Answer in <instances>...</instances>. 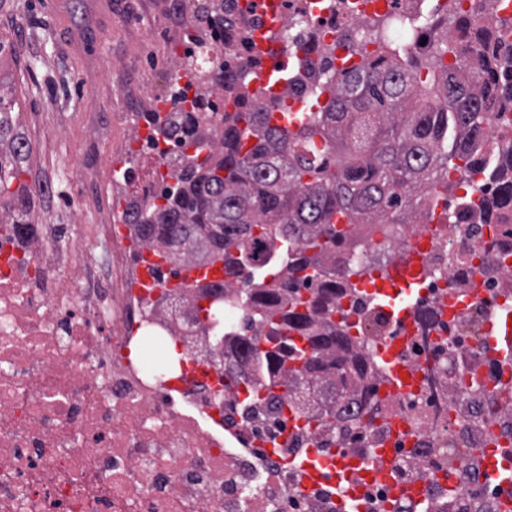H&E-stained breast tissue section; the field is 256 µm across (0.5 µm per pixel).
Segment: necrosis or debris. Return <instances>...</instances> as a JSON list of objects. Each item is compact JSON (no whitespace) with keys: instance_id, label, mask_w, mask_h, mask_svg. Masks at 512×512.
Wrapping results in <instances>:
<instances>
[{"instance_id":"1","label":"necrosis or debris","mask_w":512,"mask_h":512,"mask_svg":"<svg viewBox=\"0 0 512 512\" xmlns=\"http://www.w3.org/2000/svg\"><path fill=\"white\" fill-rule=\"evenodd\" d=\"M391 33L414 27L412 49L426 53L428 30L410 0H386ZM377 0H285L288 46L306 30L332 46L330 68L357 66L370 43L361 34ZM454 185L444 224H395L388 239L354 255L375 271L428 238V273L412 290L414 320L400 363L420 372L405 397H374L373 427L328 436L317 426L248 421L242 395L259 366L226 375L222 394L208 377L138 365L145 336L185 347V313L158 316L170 267L150 288L128 285L130 227L84 224L69 250L56 227L34 237L0 228V512H336L327 484L305 485L289 457L343 447L369 455L393 448L390 478L363 485L361 512H419L400 488L419 483L430 512H506L482 475L448 478L449 461L480 458L487 433L512 448V380L495 382L484 347L488 310L512 313V224H464L478 207L484 174ZM80 254V272L71 269Z\"/></svg>"}]
</instances>
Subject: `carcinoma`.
<instances>
[{"label":"carcinoma","instance_id":"carcinoma-1","mask_svg":"<svg viewBox=\"0 0 512 512\" xmlns=\"http://www.w3.org/2000/svg\"><path fill=\"white\" fill-rule=\"evenodd\" d=\"M225 0H204L194 17L209 25L214 40L236 26ZM387 19L371 24L378 48L372 58L344 73L322 72L331 48L311 32L317 60L288 74L286 92L261 104L245 91L243 72L224 54L209 55L211 43L186 32L185 71L198 72L207 88L201 98L174 101V110L153 118V132L171 149L161 157L173 184L157 200L126 207L142 248L173 265L204 266L224 259V282L179 296L190 322L202 324L198 301L215 297L207 322L227 332V372L251 361L262 366L265 385H288L301 414L335 431L350 411L354 426L369 414L350 408L355 394L380 373L377 361L336 326V300L352 291L336 277V259L358 242L356 229L387 224H430L434 212L422 197L448 198V167L461 160L477 165L490 136L486 113L512 110V49L495 35V15L474 20L439 7L428 27L433 54H412L409 33L389 39ZM455 62L444 63L445 54ZM208 65L197 70L199 57ZM309 90L314 102L331 93L319 112H298L292 132L271 122L275 111L290 117L285 99ZM232 92L234 110L221 101ZM17 102L0 88V224H28L33 192L20 181L30 144L13 120ZM221 116L219 151L198 136L196 114ZM208 154L198 160L201 151ZM497 187L485 196L471 224L499 222L512 208V156L491 161ZM252 322L225 329L224 293L240 277ZM309 349L297 346L292 334Z\"/></svg>","mask_w":512,"mask_h":512}]
</instances>
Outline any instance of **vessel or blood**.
<instances>
[{
    "mask_svg": "<svg viewBox=\"0 0 512 512\" xmlns=\"http://www.w3.org/2000/svg\"><path fill=\"white\" fill-rule=\"evenodd\" d=\"M255 10L263 19L262 25L254 34V51L262 59L263 67L250 82V90L260 91L262 96L279 93L280 83L274 82L271 75L283 69L288 60V47L280 38L282 5L281 0H254ZM425 274L424 256L420 249L409 250L400 260L383 271H376L358 281L357 286L369 300L377 301L384 297L395 299L397 305L391 314L395 321L394 330L377 342L378 357L389 366V371L381 390L389 396H398L413 384L415 376L399 363L397 349L404 343V332L413 317L411 306L399 303L400 294ZM224 278L222 261L200 267H187L180 271L176 283L182 287H196L221 282ZM486 342L492 349L499 366L512 373V315H492L488 326ZM391 451L376 448L370 457L351 452L336 451L330 462H323L317 450H310L298 461L304 483L313 484L322 476H330L340 491L342 504L355 500L358 487L378 477L380 468L389 467ZM486 478L499 481L506 497L512 498V454L505 449H488L482 464Z\"/></svg>",
    "mask_w": 512,
    "mask_h": 512,
    "instance_id": "b4317fda",
    "label": "vessel or blood"
}]
</instances>
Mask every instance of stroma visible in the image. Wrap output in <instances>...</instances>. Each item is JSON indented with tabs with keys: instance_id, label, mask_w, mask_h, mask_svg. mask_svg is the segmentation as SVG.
<instances>
[{
	"instance_id": "stroma-1",
	"label": "stroma",
	"mask_w": 512,
	"mask_h": 512,
	"mask_svg": "<svg viewBox=\"0 0 512 512\" xmlns=\"http://www.w3.org/2000/svg\"><path fill=\"white\" fill-rule=\"evenodd\" d=\"M169 0H0V38L14 46L0 59L9 76L20 131L31 152L24 179L37 187L30 220L68 224L86 207L85 190L96 180L104 197L131 198L128 182L108 171L86 172L80 157L132 163L135 176L155 172L156 159L129 160V125L154 111L165 92L181 25Z\"/></svg>"
}]
</instances>
